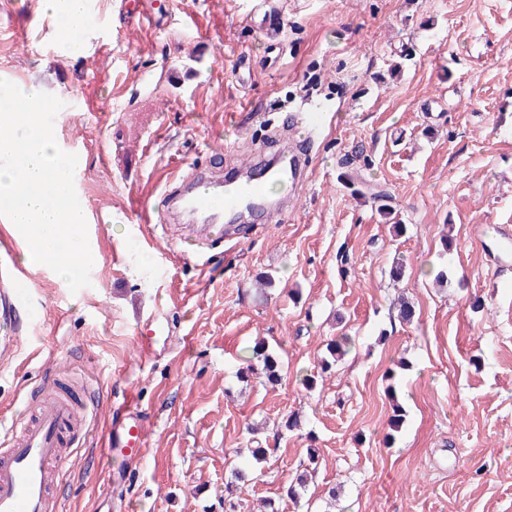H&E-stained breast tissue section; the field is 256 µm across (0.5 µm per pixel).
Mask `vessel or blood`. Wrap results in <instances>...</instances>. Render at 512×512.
<instances>
[{"label":"vessel or blood","mask_w":512,"mask_h":512,"mask_svg":"<svg viewBox=\"0 0 512 512\" xmlns=\"http://www.w3.org/2000/svg\"><path fill=\"white\" fill-rule=\"evenodd\" d=\"M302 162L289 152L285 165L259 178L225 185L222 171L179 173L169 179L160 196L161 222H178L192 214L206 232L207 241L221 239L225 214L236 212L254 200L267 198L273 183L300 180ZM491 261L498 273L512 270V226L500 225ZM28 297L27 273L14 268L0 278V306L16 314ZM36 407L20 429L21 437L0 448V512H60L52 487L67 460V449L77 447L86 433L90 409L76 411L71 400L58 395L36 398ZM146 447V430L139 401L126 393L121 415L108 434L107 453L140 457Z\"/></svg>","instance_id":"obj_1"}]
</instances>
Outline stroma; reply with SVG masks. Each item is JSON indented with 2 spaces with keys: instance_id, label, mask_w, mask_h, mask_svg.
<instances>
[{
  "instance_id": "stroma-1",
  "label": "stroma",
  "mask_w": 512,
  "mask_h": 512,
  "mask_svg": "<svg viewBox=\"0 0 512 512\" xmlns=\"http://www.w3.org/2000/svg\"><path fill=\"white\" fill-rule=\"evenodd\" d=\"M87 2L65 39L39 0H0V80L62 101L79 202L108 217L88 287L31 268L21 331L0 321V436L57 371L90 377L98 404L53 488L66 512H512V279L472 232L512 225V0H271L269 29L253 0ZM135 7L144 23L125 26ZM311 106L335 120L273 223L235 225L203 268L181 255L185 225L133 223L170 173L274 154L257 130L299 139L289 122ZM157 313L171 333L142 349ZM342 334L353 348L319 373ZM258 342L277 385L238 376ZM129 391L144 458L108 459ZM311 448L318 470L288 499ZM238 469L254 478L225 500ZM110 470L126 480L105 491Z\"/></svg>"
}]
</instances>
